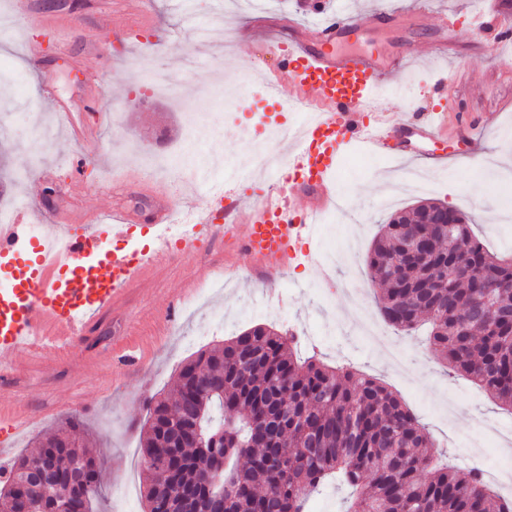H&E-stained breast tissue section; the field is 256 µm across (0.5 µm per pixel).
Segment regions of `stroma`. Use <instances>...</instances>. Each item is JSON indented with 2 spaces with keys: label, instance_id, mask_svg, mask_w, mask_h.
<instances>
[{
  "label": "stroma",
  "instance_id": "stroma-1",
  "mask_svg": "<svg viewBox=\"0 0 512 512\" xmlns=\"http://www.w3.org/2000/svg\"><path fill=\"white\" fill-rule=\"evenodd\" d=\"M40 2L0 0V55L9 58L16 78L14 86L0 84V209L36 206L48 216L63 213L71 224L125 210L128 233L93 248L91 259L149 245L163 202L179 204L186 215L214 205L208 186L190 179L160 172L143 182L145 155L175 161L199 147L205 156L237 163L246 147L259 144L263 123H302L299 112L269 109L260 121L248 109L263 101L265 69L275 62L274 33L251 28L260 12L311 25L317 2L328 12L345 4L356 17L386 3L403 10L397 26L363 33L359 40L408 54L397 76L402 92L378 90L376 106L409 116L445 110L433 148L447 152L448 165L435 171L412 158L351 152L336 183L345 211L318 225L313 243L297 245L301 251L310 245L336 249L345 234H353L356 248L331 279L302 260L269 285L244 269L223 288L210 290L234 261L223 235H214L197 248L177 251L172 262L128 288L59 355L23 351L22 365L0 375V416L21 410L34 418L13 454L35 453L37 434L76 416L97 445L100 512H127L128 489L143 486L139 437L146 399L170 393L181 364L198 352L260 320L297 336V356L317 355L397 393L432 441L447 449L448 464L470 467L471 441L482 422L512 435V411L440 362L425 330L399 332L380 323L382 340L407 352L399 376L362 329L366 317L380 314L374 300L380 289L367 278L364 258L392 211L427 199L443 203L465 214L490 250L512 253V220L499 218L504 203H512V182L482 172L485 163L512 154V45L498 44L496 21L481 30L471 25L475 13L503 15L502 0H264L258 8L252 0H223L219 12L209 0H189L185 12L175 0H154L148 27L130 0H72L49 16L57 24L76 23L73 40L55 60L35 65L26 49L37 32L19 28L15 9L36 12ZM444 15L455 16V29H440ZM201 23L210 43L195 38ZM444 39L458 47L456 58L435 56ZM76 57L87 58V66L75 67ZM443 72L455 77L454 85L439 83ZM151 76L165 78L167 89L149 91ZM47 81L77 116L93 108L104 113L98 157H87L81 142L59 130L51 104L41 97ZM469 122L488 127L479 147L461 137V125ZM47 166L54 174L45 183L40 173ZM49 183L63 193L48 202L43 191Z\"/></svg>",
  "mask_w": 512,
  "mask_h": 512
}]
</instances>
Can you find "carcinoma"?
<instances>
[{"instance_id": "carcinoma-1", "label": "carcinoma", "mask_w": 512, "mask_h": 512, "mask_svg": "<svg viewBox=\"0 0 512 512\" xmlns=\"http://www.w3.org/2000/svg\"><path fill=\"white\" fill-rule=\"evenodd\" d=\"M426 251H409L415 240ZM459 261L448 287H435L443 264ZM382 285L385 321L398 330L431 326L433 353L512 408V259L491 253L466 217L421 203L392 214L366 257ZM297 338L263 323L187 362L167 397L150 399L141 442L149 512H185L187 493L205 494L208 473L223 469L224 512H305L329 481L356 497L348 512H512V503L474 469L437 468L424 425L387 387L350 369L296 356ZM81 421L46 433L0 482V506L25 488L37 512L69 496L91 509L99 495L97 461L86 444L69 447ZM224 428V445L208 436ZM56 457L72 482L44 497L42 456Z\"/></svg>"}]
</instances>
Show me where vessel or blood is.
Returning <instances> with one entry per match:
<instances>
[{"label": "vessel or blood", "mask_w": 512, "mask_h": 512, "mask_svg": "<svg viewBox=\"0 0 512 512\" xmlns=\"http://www.w3.org/2000/svg\"><path fill=\"white\" fill-rule=\"evenodd\" d=\"M395 24V15L379 8L356 19L342 10L324 13L316 24L298 27L279 48L271 93L317 118L290 131L288 161L278 174L281 189L258 200L224 195L218 207L194 214L200 229L231 234L251 269L267 281L293 259L291 239L312 236L319 216L335 205L332 181L356 145L399 159L409 156L413 140L435 134L434 116L414 122L375 106V90L401 70L406 54L351 45L360 26L385 30ZM35 221L23 212L0 225L1 259L30 244ZM45 230L38 262L23 272L17 292L0 295L1 357L17 356L24 347L53 355L59 343L82 336L101 309L172 255L161 239L146 250L113 254L111 277L90 288L78 273L83 257L93 242L126 232L124 212L112 211L95 224H49Z\"/></svg>", "instance_id": "vessel-or-blood-1"}]
</instances>
